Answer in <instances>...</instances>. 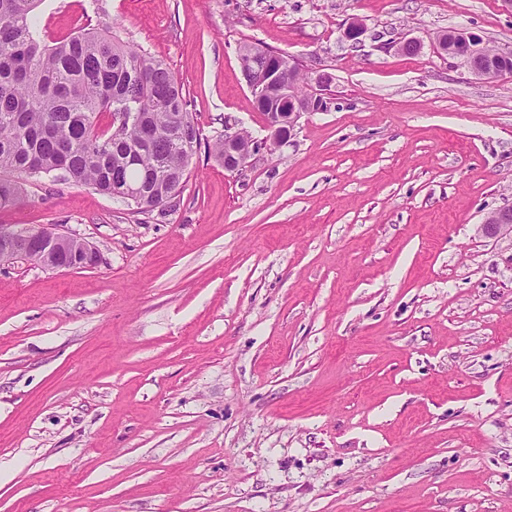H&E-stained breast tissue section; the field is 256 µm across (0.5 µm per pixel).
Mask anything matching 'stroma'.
<instances>
[{"mask_svg": "<svg viewBox=\"0 0 512 512\" xmlns=\"http://www.w3.org/2000/svg\"><path fill=\"white\" fill-rule=\"evenodd\" d=\"M36 38L113 31L164 60L201 131L148 214L24 179L1 224L58 225L98 266L0 262V512H512V51L503 0H41ZM367 27L350 46V18ZM417 39V55L401 41ZM331 75L267 134L240 42ZM486 44L477 34L464 30H454L441 35L437 48L453 59L464 63L468 70L481 77H487L496 69V56L485 50ZM269 52L274 53L275 51L262 45L254 44L253 48L243 53L244 61L239 58L241 71L246 85L252 94L258 97L267 96L271 99L278 100L279 105L283 106V108L280 112H268L267 105L263 101H255L257 108L265 115L267 113L266 128L268 134L263 139L265 141L259 142V149H256V143H253L255 141L254 139L251 141L249 137L245 139L242 138L241 132L244 131L243 129L230 131L232 128L226 126L224 136L214 142L213 151L218 158L224 160V169L227 172H242L249 166L252 155L262 148L276 150L286 145L298 119L305 112H311L313 106L315 109L318 98L321 99V105L318 111L327 110L329 99L324 95L316 97L315 101H312V104L310 101L302 98L311 99L317 94L303 92L304 84L308 83L309 77H300L298 79L299 75L303 74L305 69L297 60L290 57L291 55L280 52L283 57L289 56L287 63L288 73L286 75L288 83L282 80L274 81L275 76L270 74L268 67L259 66L258 63L254 61V58H259L260 55L268 56ZM242 67L246 69L247 67L249 68L247 71L250 75V82H247ZM296 83L295 91L302 97L288 92V85L295 86ZM324 103L325 107L323 108ZM285 130H288V137L284 135ZM484 236L499 237L504 234L512 236V208L500 209L487 217L484 224L479 225Z\"/></svg>", "mask_w": 512, "mask_h": 512, "instance_id": "stroma-1", "label": "stroma"}]
</instances>
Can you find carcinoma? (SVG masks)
<instances>
[{
    "mask_svg": "<svg viewBox=\"0 0 512 512\" xmlns=\"http://www.w3.org/2000/svg\"><path fill=\"white\" fill-rule=\"evenodd\" d=\"M38 0H0V207L24 177L61 169L64 181L112 194V179L147 186L137 212L177 197L201 147L183 85L161 60L107 31L34 38ZM117 112H137L117 124Z\"/></svg>",
    "mask_w": 512,
    "mask_h": 512,
    "instance_id": "carcinoma-1",
    "label": "carcinoma"
}]
</instances>
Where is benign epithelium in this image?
Instances as JSON below:
<instances>
[{"instance_id": "benign-epithelium-1", "label": "benign epithelium", "mask_w": 512, "mask_h": 512, "mask_svg": "<svg viewBox=\"0 0 512 512\" xmlns=\"http://www.w3.org/2000/svg\"><path fill=\"white\" fill-rule=\"evenodd\" d=\"M365 33V23L358 18L351 19L344 31L345 38L354 45L362 41ZM437 48L463 62L476 76L486 77L496 69V56L485 50L482 38L473 32L459 29L442 35L437 41ZM269 52L271 49L256 44L243 53L241 66L248 69L250 82L247 87L250 92L258 97L267 96L279 101L282 110L267 113L268 134L258 145L248 138H242L239 129L224 130V170L227 172L240 173L246 169L252 155L260 147L276 150L286 145L288 137L284 131H293L301 115L313 110L311 102L288 92V87L296 85L299 75L304 72L303 65L292 57L288 58V66H278L280 72L288 70V81H276L268 68L254 61V58L266 56ZM115 195L124 202L132 203L141 199L142 190L137 184L126 183L116 188ZM479 228L483 235L489 237L512 235V208L492 213ZM61 246L67 247L69 254L80 258L79 265L84 268H93L101 261L100 253L94 246L77 236L62 235L53 227L42 226L37 230L0 225V254L8 255L13 260L21 259L43 266L57 258Z\"/></svg>"}]
</instances>
